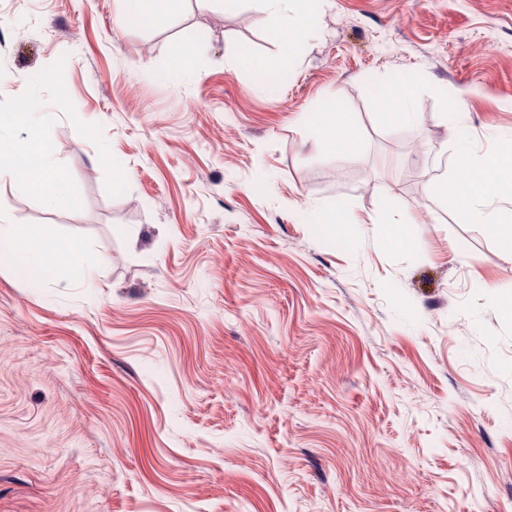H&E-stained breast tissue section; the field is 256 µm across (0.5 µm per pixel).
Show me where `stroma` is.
<instances>
[{"mask_svg": "<svg viewBox=\"0 0 512 512\" xmlns=\"http://www.w3.org/2000/svg\"><path fill=\"white\" fill-rule=\"evenodd\" d=\"M120 8L0 0V114L40 101L70 187L0 182V211L97 270L0 256V512H512V263L428 192L461 172L442 109L477 154L512 136V0H334L274 86L232 65L278 50L257 0ZM396 72L413 148L374 98ZM332 98L357 153L314 145ZM341 201L343 242L305 215ZM185 2V0H123V8L116 17V23L120 26L160 23L179 13ZM389 199L390 201L387 202L383 211L372 218V221L376 224H385L387 245L392 249H400L410 241V233L405 224H413V222H410L406 214L400 209L396 194L391 193Z\"/></svg>", "mask_w": 512, "mask_h": 512, "instance_id": "obj_1", "label": "stroma"}]
</instances>
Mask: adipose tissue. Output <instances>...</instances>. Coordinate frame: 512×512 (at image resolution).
Here are the masks:
<instances>
[{
  "label": "adipose tissue",
  "instance_id": "ef3b65f1",
  "mask_svg": "<svg viewBox=\"0 0 512 512\" xmlns=\"http://www.w3.org/2000/svg\"><path fill=\"white\" fill-rule=\"evenodd\" d=\"M333 0H263L262 10L273 21L278 55L247 56L243 65L262 80H274L287 68L296 49L320 30V23ZM185 0H123L116 17L118 25L159 23L179 13ZM417 82L413 76L396 74L382 82L376 91V102L383 122L389 126H406L418 117L413 106ZM316 133V145L322 150L358 148L352 136L353 113L342 111L337 100H329L310 118ZM458 156L464 160L467 176L437 185V192L453 203L452 218L458 224L486 225L497 240L503 256L512 262V220L492 209L495 195H512V139L500 140L492 155L477 156L467 136L457 138ZM10 180L53 204L66 195L68 181L51 161L50 152L37 130L22 139L0 145V180ZM5 232L11 249L22 254L31 275L53 280L61 268H69L77 276H91L93 268L87 260L83 241L57 236L48 229H35L22 224H9Z\"/></svg>",
  "mask_w": 512,
  "mask_h": 512
}]
</instances>
